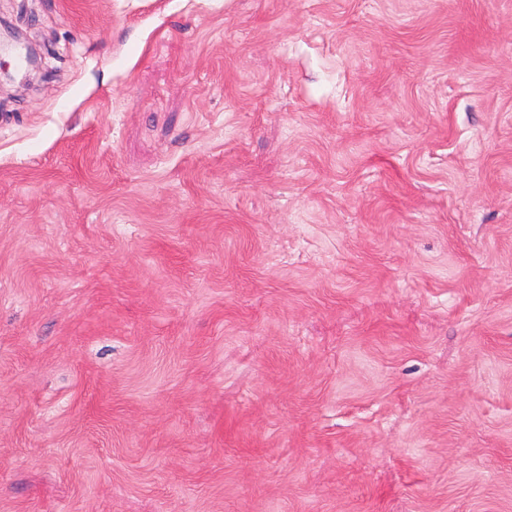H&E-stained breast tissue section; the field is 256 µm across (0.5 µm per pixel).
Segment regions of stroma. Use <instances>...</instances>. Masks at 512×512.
Instances as JSON below:
<instances>
[{
    "label": "stroma",
    "instance_id": "35a3bbf8",
    "mask_svg": "<svg viewBox=\"0 0 512 512\" xmlns=\"http://www.w3.org/2000/svg\"><path fill=\"white\" fill-rule=\"evenodd\" d=\"M0 24V512H512V0Z\"/></svg>",
    "mask_w": 512,
    "mask_h": 512
}]
</instances>
